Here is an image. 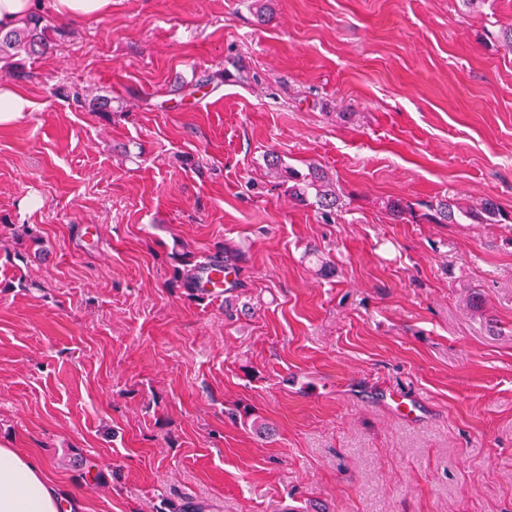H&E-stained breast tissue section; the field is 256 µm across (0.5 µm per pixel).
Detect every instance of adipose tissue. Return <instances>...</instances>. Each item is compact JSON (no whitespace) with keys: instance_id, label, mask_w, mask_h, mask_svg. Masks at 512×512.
Here are the masks:
<instances>
[{"instance_id":"obj_1","label":"adipose tissue","mask_w":512,"mask_h":512,"mask_svg":"<svg viewBox=\"0 0 512 512\" xmlns=\"http://www.w3.org/2000/svg\"><path fill=\"white\" fill-rule=\"evenodd\" d=\"M50 480L41 461L0 447V512H79Z\"/></svg>"}]
</instances>
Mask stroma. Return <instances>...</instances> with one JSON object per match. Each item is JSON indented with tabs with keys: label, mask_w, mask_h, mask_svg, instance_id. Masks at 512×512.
Here are the masks:
<instances>
[{
	"label": "stroma",
	"mask_w": 512,
	"mask_h": 512,
	"mask_svg": "<svg viewBox=\"0 0 512 512\" xmlns=\"http://www.w3.org/2000/svg\"><path fill=\"white\" fill-rule=\"evenodd\" d=\"M38 14L0 61L35 104L0 125V445L85 512H512V224L427 218L512 213V0ZM215 255L240 286L202 300ZM269 166L275 170L276 174H282L283 177L288 178V181H295L291 191H293L292 196L297 201H307L310 190H313L315 204L321 210L323 217H329L332 211L338 207L340 197L336 192L335 186H333V180L322 169L312 167L311 172L301 178L297 172L289 167L284 169L280 167L277 160L272 159L269 161ZM463 218L485 220L486 224H502L503 215L497 202L491 197H485L474 208L454 198L440 202L432 217L437 222L448 224H457Z\"/></svg>",
	"instance_id": "1"
}]
</instances>
